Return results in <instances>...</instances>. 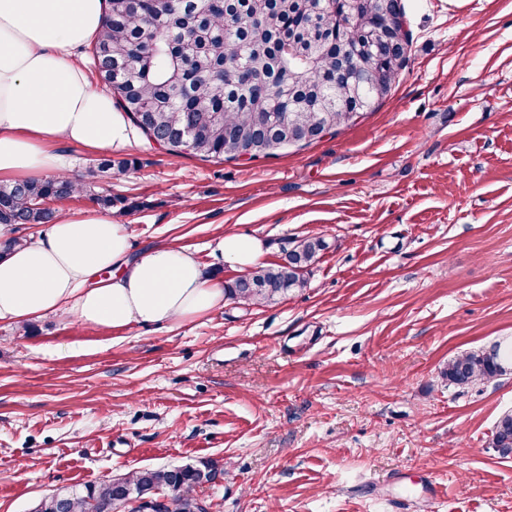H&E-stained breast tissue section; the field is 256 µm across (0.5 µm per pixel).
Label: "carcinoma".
<instances>
[{
	"label": "carcinoma",
	"instance_id": "obj_1",
	"mask_svg": "<svg viewBox=\"0 0 512 512\" xmlns=\"http://www.w3.org/2000/svg\"><path fill=\"white\" fill-rule=\"evenodd\" d=\"M92 64L118 106L150 140L172 152L189 151L216 161L237 160L250 142L285 125L325 123L336 132L357 124L391 91L408 56L370 51L388 19L404 27L402 0H104ZM383 89L363 104L336 82L342 54ZM129 160L101 159L84 176L0 185V224L52 223L49 206L86 195L99 206L116 205L97 193L98 181L126 174ZM327 248L321 236L299 240L284 261L259 265L224 288V296L248 305L272 303L306 285V275ZM512 347L469 351L448 360V385L468 388L505 373ZM492 447L512 456V413L495 424ZM211 465L143 469L123 480L139 490H175L176 512H206L195 490ZM119 492L113 481L67 495L69 512H89Z\"/></svg>",
	"mask_w": 512,
	"mask_h": 512
}]
</instances>
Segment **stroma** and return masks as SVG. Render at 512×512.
<instances>
[{
    "mask_svg": "<svg viewBox=\"0 0 512 512\" xmlns=\"http://www.w3.org/2000/svg\"><path fill=\"white\" fill-rule=\"evenodd\" d=\"M409 61L356 125L217 163L145 136L111 180L133 254L324 237L306 287L191 322L103 332L0 321V512L144 468L210 463L208 512H512L491 446L512 372L449 359L512 342V0H403ZM511 362L512 347L499 345L492 352L469 351L450 359L443 377L450 386L469 388L502 375Z\"/></svg>",
    "mask_w": 512,
    "mask_h": 512,
    "instance_id": "35a3bbf8",
    "label": "stroma"
}]
</instances>
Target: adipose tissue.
I'll return each mask as SVG.
<instances>
[{
  "label": "adipose tissue",
  "mask_w": 512,
  "mask_h": 512,
  "mask_svg": "<svg viewBox=\"0 0 512 512\" xmlns=\"http://www.w3.org/2000/svg\"><path fill=\"white\" fill-rule=\"evenodd\" d=\"M102 0H0V178L66 177L60 142L124 151L134 134L111 95L96 90L73 49L91 44ZM266 252L227 234L213 253L246 271ZM224 300L187 250L154 246L131 256L124 225L61 214L38 238L0 255V321L23 324L60 310L103 330L186 322Z\"/></svg>",
  "instance_id": "ef3b65f1"
}]
</instances>
